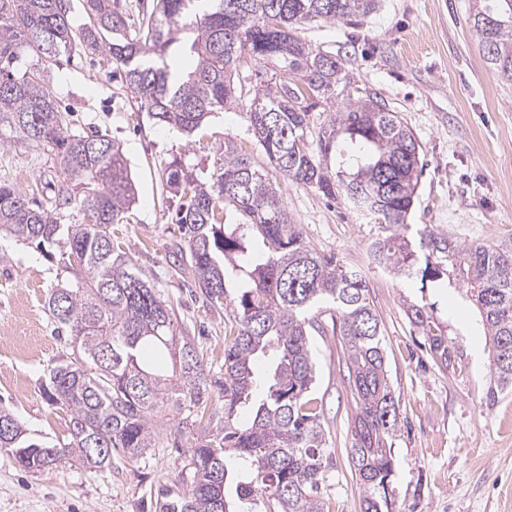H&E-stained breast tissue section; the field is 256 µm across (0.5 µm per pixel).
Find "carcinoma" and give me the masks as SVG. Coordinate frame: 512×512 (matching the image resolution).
<instances>
[{
    "instance_id": "cac0c4a2",
    "label": "carcinoma",
    "mask_w": 512,
    "mask_h": 512,
    "mask_svg": "<svg viewBox=\"0 0 512 512\" xmlns=\"http://www.w3.org/2000/svg\"><path fill=\"white\" fill-rule=\"evenodd\" d=\"M83 2L88 23L76 32L68 0H0V141L57 152L64 174L48 206L0 183V233L39 248L63 240L60 263L75 269L48 299L71 353L43 384L69 417L68 442L29 440L1 407L0 449L38 472L70 458L91 468L175 448L187 492L168 494L158 512H328L312 333L330 305L356 406L350 456L360 512H392L399 399L363 276L305 241L277 184L236 140L213 151L206 176L173 160L165 189L183 234L177 254L207 302L231 308L224 362L212 370L191 337L176 335L173 308L114 239L113 225L135 202L122 150L98 131H69L46 81L47 68L78 47L105 53L154 124L188 138L245 104L248 133L283 177L374 219L376 267L409 276L421 252V281L465 290L486 330L492 402L512 392V237L463 244L427 224L408 236L421 144L398 113L352 87L340 59L298 35L312 23L364 19L376 0H152L133 25L123 0ZM469 25L512 85V0H473ZM269 59L275 76L257 85L234 79ZM340 88L347 94L337 108ZM228 279L238 284L231 299ZM407 314L448 364V342L426 306L411 304ZM260 358L270 369L259 382ZM163 407L178 420L169 433L155 421Z\"/></svg>"
}]
</instances>
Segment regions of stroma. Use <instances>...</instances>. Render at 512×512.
I'll return each mask as SVG.
<instances>
[{
    "mask_svg": "<svg viewBox=\"0 0 512 512\" xmlns=\"http://www.w3.org/2000/svg\"><path fill=\"white\" fill-rule=\"evenodd\" d=\"M472 0H378L360 22L300 29L306 41L339 55L359 87L404 118L424 165L408 217L412 224L471 243L512 237V86H504L469 27ZM110 57L78 49L52 66L49 88L72 132L97 130L118 143L135 183V203L114 235L155 281L176 311L178 328L194 336L207 364L224 360L225 310L192 295L191 271L176 262L180 238L163 174L176 158L202 169L214 147L232 137L263 155L246 132L242 108L224 111L204 135L187 139L156 127L134 93L115 75ZM62 178L46 150L0 145V182L44 201ZM294 223L309 243L333 254L366 280L384 327L391 385L400 400L392 456L395 512H512V394L488 402L489 350L481 318L461 290L396 279L369 264L370 227L341 200L272 173ZM59 246L41 252L0 234V406L31 438L65 440L67 416L45 399L42 386L68 352L47 307L63 279ZM429 304L451 363L437 364L425 336L406 315V302ZM315 395L329 435V512H358L360 489L350 459L354 403L338 337L313 339ZM182 461L171 448L146 460L87 468L72 461L40 472L21 468L0 450V512H156L162 492L180 491Z\"/></svg>",
    "mask_w": 512,
    "mask_h": 512,
    "instance_id": "35a3bbf8",
    "label": "stroma"
}]
</instances>
